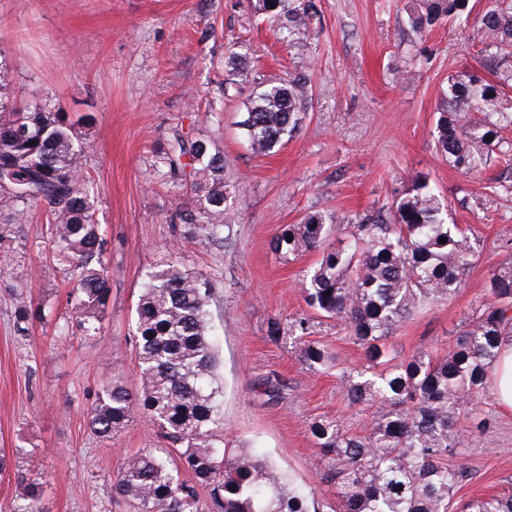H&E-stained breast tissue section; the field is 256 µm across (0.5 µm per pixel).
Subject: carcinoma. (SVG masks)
<instances>
[{
  "label": "carcinoma",
  "instance_id": "cac0c4a2",
  "mask_svg": "<svg viewBox=\"0 0 512 512\" xmlns=\"http://www.w3.org/2000/svg\"><path fill=\"white\" fill-rule=\"evenodd\" d=\"M469 2L411 0L408 25L420 35L444 19L466 22ZM256 9L290 44L307 35L317 13L314 0H257ZM480 23L481 67L494 79L478 72L448 79L436 121L437 149L465 171L482 168L496 152L512 157V142L502 136L512 127L505 92L512 87V0H493ZM225 67L230 84L245 75L243 56L233 50ZM306 84L305 76L290 74L254 93L241 122L253 152L270 153L293 136L303 119ZM1 91L0 82V209L10 213L0 225V242L25 215L47 211L53 258L74 272L67 301L83 333L95 336L110 299V271L108 240L95 221V197L83 170V142L62 113L6 102ZM161 163L171 181L190 182L192 201L178 212L187 236L222 239L231 209L224 156L206 140L177 132ZM341 230L334 248L327 244L333 222L312 214L283 226L272 239L283 254L321 253L303 283L304 300L315 314L340 321L363 352L362 368L342 378L349 405L369 414L365 430L352 433L335 416L309 426L317 453L328 460L323 480L336 489V512H512V489L453 503L456 487L467 478L455 426L482 411L480 396L502 340L512 337V266L491 271L486 300L464 320L447 354L435 357L420 347L400 358L391 342L395 331L465 284L478 239L470 228L448 223V206L422 174L412 178L391 212L376 210ZM213 295L208 277L179 263L145 275L134 332L138 390L104 382L88 409L87 426L110 440L141 415L172 447L128 457L112 492L132 512H314L308 496L264 457L217 438L224 416L211 335ZM15 317L23 331L24 323L42 315L22 299ZM312 328L311 316L303 314L286 328L271 321L268 334L273 341L284 334L299 341V356L311 369L339 367L338 355L311 338ZM37 457L36 448L0 449V475L13 469L17 480L7 512H45L42 473L20 469ZM183 469L192 479L181 477Z\"/></svg>",
  "mask_w": 512,
  "mask_h": 512
}]
</instances>
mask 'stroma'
Segmentation results:
<instances>
[{"label":"stroma","mask_w":512,"mask_h":512,"mask_svg":"<svg viewBox=\"0 0 512 512\" xmlns=\"http://www.w3.org/2000/svg\"><path fill=\"white\" fill-rule=\"evenodd\" d=\"M315 2L309 37L288 46L255 0H0L10 92L74 123L110 248V300L100 335L86 336L70 323L72 274L52 258L47 213H30L0 243V448L40 449L48 512H129L112 493L114 473L127 456L167 445L142 416L107 443L85 421L104 381L137 386L135 305L148 271L177 259L213 280L224 439L267 458L317 512H334L335 490L320 478L326 462L309 425L330 415L359 433L368 415L349 406L340 369L311 371L290 341L268 337L271 321L307 312L302 279L318 259L274 251L278 228L313 213L355 223L391 207L415 174H428L449 221L476 229L480 243L464 287L397 331L404 357L421 346L446 354L482 302L490 270L512 266V195L490 190L494 181L512 184V163L495 158L463 174L433 136L449 77L479 67V18L489 0H470L468 24L442 23L423 38L407 24L406 0ZM230 45L248 74L225 97L219 86ZM295 72L309 77L301 128L256 155L240 126L246 105L260 85ZM177 132L207 139L224 156L235 216L221 242L184 238L175 217L190 192L164 178L157 161ZM22 297L45 314L23 331L15 318ZM312 331L342 367L362 365L343 326L318 318ZM270 379L283 384L280 396L268 395ZM483 400L488 438L469 421L457 426L467 472L458 503L512 487V410L492 394Z\"/></svg>","instance_id":"1"}]
</instances>
